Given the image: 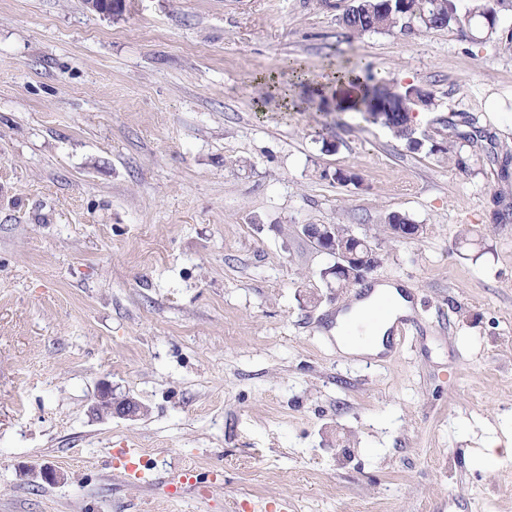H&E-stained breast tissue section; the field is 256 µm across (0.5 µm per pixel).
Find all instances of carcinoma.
Masks as SVG:
<instances>
[{
    "label": "carcinoma",
    "mask_w": 512,
    "mask_h": 512,
    "mask_svg": "<svg viewBox=\"0 0 512 512\" xmlns=\"http://www.w3.org/2000/svg\"><path fill=\"white\" fill-rule=\"evenodd\" d=\"M511 5L512 0H354L338 22L351 37L454 28L461 37L472 39L475 19L483 22L478 32L490 37L497 31L501 12ZM337 72L340 85L332 95L341 102L349 98L350 108L361 121L389 129L411 151L425 146L412 125L411 113L434 109L432 92L416 85L394 89L375 78L360 62H349L337 68ZM429 153L442 161L453 160L460 168L464 166L451 142H434Z\"/></svg>",
    "instance_id": "cac0c4a2"
}]
</instances>
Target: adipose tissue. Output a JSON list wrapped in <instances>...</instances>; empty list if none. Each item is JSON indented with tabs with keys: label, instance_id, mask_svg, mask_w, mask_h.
Here are the masks:
<instances>
[{
	"label": "adipose tissue",
	"instance_id": "adipose-tissue-1",
	"mask_svg": "<svg viewBox=\"0 0 512 512\" xmlns=\"http://www.w3.org/2000/svg\"><path fill=\"white\" fill-rule=\"evenodd\" d=\"M411 302L397 287L384 285L354 303L347 314L336 317V339L347 355L377 356L383 338L396 316L408 314Z\"/></svg>",
	"mask_w": 512,
	"mask_h": 512
}]
</instances>
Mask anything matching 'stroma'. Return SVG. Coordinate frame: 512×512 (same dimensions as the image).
Returning a JSON list of instances; mask_svg holds the SVG:
<instances>
[{
	"instance_id": "1",
	"label": "stroma",
	"mask_w": 512,
	"mask_h": 512,
	"mask_svg": "<svg viewBox=\"0 0 512 512\" xmlns=\"http://www.w3.org/2000/svg\"><path fill=\"white\" fill-rule=\"evenodd\" d=\"M350 3L0 0V512H512V459L482 457L512 442V11L488 40L350 37ZM350 61L433 92L426 139L474 117L466 169L277 91ZM301 224L373 234L367 284L407 286L385 360L337 350L366 284L327 288ZM105 387L144 413L96 419ZM396 224L404 226H400L397 229H395ZM413 224L416 223L407 215L398 212H393L386 215L383 227L387 233H392V231L395 229L394 234L391 235L394 239L408 240L414 239L418 235V228H414L412 226ZM116 465L122 467L131 477L142 479L146 463L130 448H122L115 455Z\"/></svg>"
}]
</instances>
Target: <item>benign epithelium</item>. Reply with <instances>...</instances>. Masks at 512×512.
<instances>
[{
  "instance_id": "1",
  "label": "benign epithelium",
  "mask_w": 512,
  "mask_h": 512,
  "mask_svg": "<svg viewBox=\"0 0 512 512\" xmlns=\"http://www.w3.org/2000/svg\"><path fill=\"white\" fill-rule=\"evenodd\" d=\"M90 8L100 14L118 15L125 9V0H88ZM298 233L306 237L319 251L330 255L333 262L322 270V276L338 275L351 284H357L368 277L380 264L379 251L373 237L367 233L353 235L362 252L336 239V226L333 224H302ZM144 411L143 406L128 396L119 397L112 390H101L90 413L98 419L118 416L135 418Z\"/></svg>"
}]
</instances>
